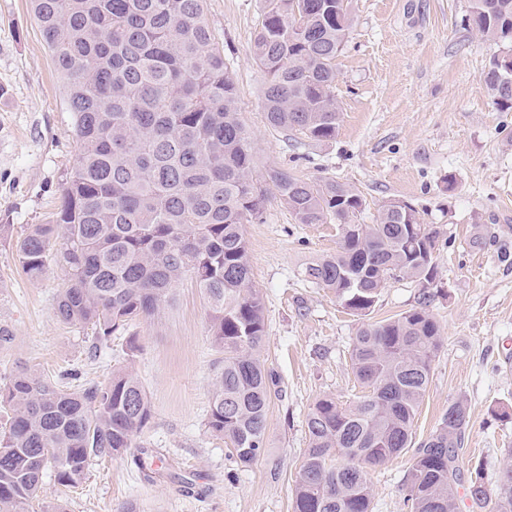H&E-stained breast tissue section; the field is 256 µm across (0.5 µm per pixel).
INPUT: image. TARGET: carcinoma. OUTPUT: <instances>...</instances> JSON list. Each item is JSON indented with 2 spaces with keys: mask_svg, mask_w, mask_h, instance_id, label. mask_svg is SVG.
Wrapping results in <instances>:
<instances>
[{
  "mask_svg": "<svg viewBox=\"0 0 512 512\" xmlns=\"http://www.w3.org/2000/svg\"><path fill=\"white\" fill-rule=\"evenodd\" d=\"M41 36L63 82L80 145L52 221L32 224L15 243L21 271L42 277L55 256L66 279L54 314L95 327V347L152 320L191 279L210 307L217 366L207 431L229 441L243 465L265 448L279 380L260 360L264 304L253 287L244 225L262 219L272 198L298 224L336 221V251L302 269L344 309L367 316L394 275L430 284L437 231L410 205L384 204L372 224H349L362 198L335 180L313 181L273 168L255 176L251 143L224 53L204 20V0H31ZM481 37L511 42L481 79L496 108L512 112V0H471ZM349 0H266L252 52L267 75L263 109L274 129L333 139L340 112L336 60L347 45ZM431 294L395 317L362 324L350 347L365 394L342 406L317 399L293 512H372L367 470L410 447L411 430L442 345ZM136 334L106 382L65 387L18 368L0 383L9 427L0 438V512H30L43 477L77 487L92 461L136 447L152 408L129 363ZM467 403H448L437 429L414 451L410 512H512V462L488 489L461 469Z\"/></svg>",
  "mask_w": 512,
  "mask_h": 512,
  "instance_id": "1",
  "label": "carcinoma"
}]
</instances>
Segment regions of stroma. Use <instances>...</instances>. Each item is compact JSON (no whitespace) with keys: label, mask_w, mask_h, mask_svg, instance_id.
Masks as SVG:
<instances>
[{"label":"stroma","mask_w":512,"mask_h":512,"mask_svg":"<svg viewBox=\"0 0 512 512\" xmlns=\"http://www.w3.org/2000/svg\"><path fill=\"white\" fill-rule=\"evenodd\" d=\"M470 5L351 0L353 24L336 61L339 129L325 142L288 138L264 119L265 75L251 51L264 0H205L204 12L237 86L257 175L279 167L345 183L364 200L362 224L402 200L437 230L429 310L443 341L412 441L436 430L449 401L464 399L471 421L463 466L481 467L492 486L512 449V112L496 109L481 80L499 47L469 28ZM0 87V225L10 227L0 239V323L13 331L0 346V378L24 364L105 380L125 337L97 351L92 329L60 323L53 297L64 270L52 262L40 280H27L10 245L52 219L79 157L73 114L29 0H0ZM245 235L264 302L261 358L279 378L261 457L240 465L230 443L205 427L221 355L208 336L207 301L185 281L160 318L133 328L141 345L133 370L152 406L136 444L163 454L170 470L146 481L123 454L93 463L69 490L47 475L31 512L59 498L66 512H118L129 502L140 512H293L311 405L322 395L346 404L362 394L348 351L363 319L301 274L310 259L335 251V225L295 223L274 200ZM422 290L410 279L390 281L372 319L417 307ZM412 455L368 471L374 512H408Z\"/></svg>","instance_id":"1"}]
</instances>
